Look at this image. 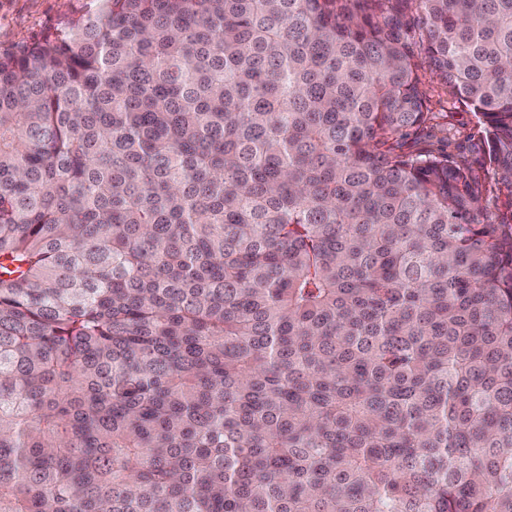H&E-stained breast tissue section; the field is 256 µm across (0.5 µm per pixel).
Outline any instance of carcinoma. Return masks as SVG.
Masks as SVG:
<instances>
[{
	"label": "carcinoma",
	"mask_w": 512,
	"mask_h": 512,
	"mask_svg": "<svg viewBox=\"0 0 512 512\" xmlns=\"http://www.w3.org/2000/svg\"><path fill=\"white\" fill-rule=\"evenodd\" d=\"M423 61L511 212L400 151ZM0 512H512V0H90L0 53Z\"/></svg>",
	"instance_id": "1"
}]
</instances>
